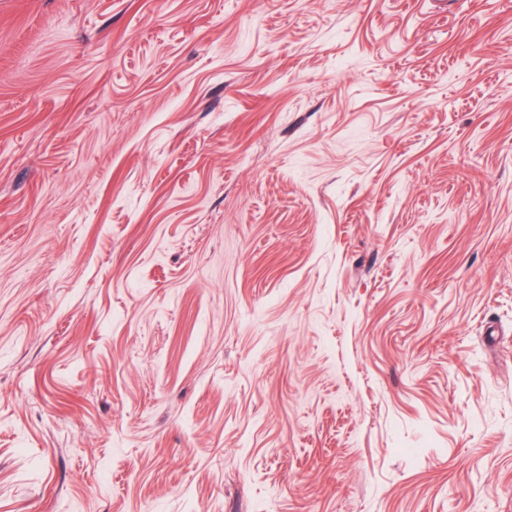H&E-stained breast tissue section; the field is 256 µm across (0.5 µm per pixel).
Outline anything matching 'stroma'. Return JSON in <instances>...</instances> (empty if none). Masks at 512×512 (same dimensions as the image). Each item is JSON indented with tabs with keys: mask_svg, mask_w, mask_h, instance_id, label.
I'll return each mask as SVG.
<instances>
[{
	"mask_svg": "<svg viewBox=\"0 0 512 512\" xmlns=\"http://www.w3.org/2000/svg\"><path fill=\"white\" fill-rule=\"evenodd\" d=\"M0 512H512V0H0Z\"/></svg>",
	"mask_w": 512,
	"mask_h": 512,
	"instance_id": "35a3bbf8",
	"label": "stroma"
}]
</instances>
